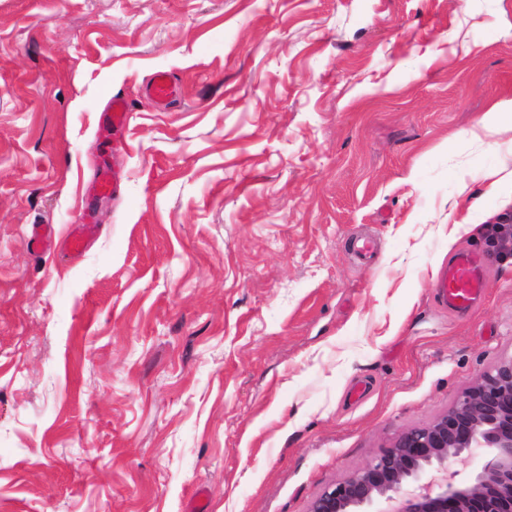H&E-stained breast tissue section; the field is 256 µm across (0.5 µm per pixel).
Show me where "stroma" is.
<instances>
[{
  "instance_id": "1",
  "label": "stroma",
  "mask_w": 512,
  "mask_h": 512,
  "mask_svg": "<svg viewBox=\"0 0 512 512\" xmlns=\"http://www.w3.org/2000/svg\"><path fill=\"white\" fill-rule=\"evenodd\" d=\"M506 100L512 0H0V512H308L446 411L512 355ZM176 92V86L166 72L155 73L144 88L145 95L160 109L174 100ZM471 136L477 139H500L512 133V100L495 104L475 123ZM98 233L96 224H72L68 234L61 241V246L71 254H80L88 242ZM484 265V255L478 251L455 254L434 274L437 302L458 313L468 312L486 288Z\"/></svg>"
}]
</instances>
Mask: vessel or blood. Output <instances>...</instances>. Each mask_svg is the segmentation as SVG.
<instances>
[{
	"mask_svg": "<svg viewBox=\"0 0 512 512\" xmlns=\"http://www.w3.org/2000/svg\"><path fill=\"white\" fill-rule=\"evenodd\" d=\"M145 95L158 108H166L176 95V86L169 74L158 72L144 88ZM98 233L94 224L72 225L62 240V247L71 254L82 253ZM485 258L477 251L455 254L448 264L435 272V295L440 305L459 313L468 312L481 297L486 281Z\"/></svg>",
	"mask_w": 512,
	"mask_h": 512,
	"instance_id": "vessel-or-blood-1",
	"label": "vessel or blood"
}]
</instances>
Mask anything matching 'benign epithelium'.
Returning a JSON list of instances; mask_svg holds the SVG:
<instances>
[{
	"label": "benign epithelium",
	"instance_id": "obj_1",
	"mask_svg": "<svg viewBox=\"0 0 512 512\" xmlns=\"http://www.w3.org/2000/svg\"><path fill=\"white\" fill-rule=\"evenodd\" d=\"M475 454L487 457L483 470L457 479L450 459ZM309 512H512V356L324 489Z\"/></svg>",
	"mask_w": 512,
	"mask_h": 512
}]
</instances>
